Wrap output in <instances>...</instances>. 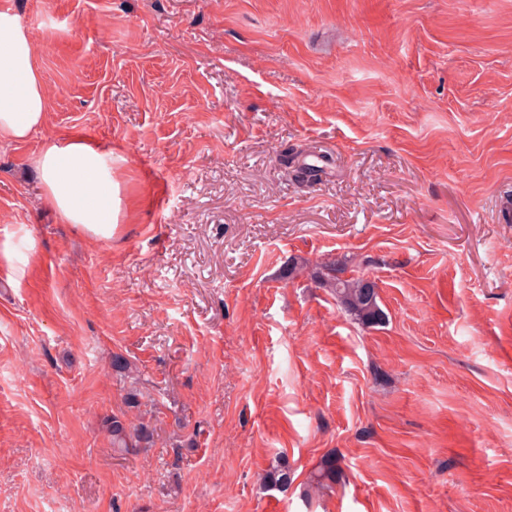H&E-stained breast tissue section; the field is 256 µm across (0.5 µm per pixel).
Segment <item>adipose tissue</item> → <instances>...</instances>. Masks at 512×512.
Segmentation results:
<instances>
[{
	"mask_svg": "<svg viewBox=\"0 0 512 512\" xmlns=\"http://www.w3.org/2000/svg\"><path fill=\"white\" fill-rule=\"evenodd\" d=\"M37 46L17 15L0 13V139L24 141L47 119ZM60 220L108 239L121 220V187L104 151L83 138L50 141L34 159Z\"/></svg>",
	"mask_w": 512,
	"mask_h": 512,
	"instance_id": "adipose-tissue-1",
	"label": "adipose tissue"
}]
</instances>
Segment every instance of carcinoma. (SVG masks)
Returning a JSON list of instances; mask_svg holds the SVG:
<instances>
[{
    "mask_svg": "<svg viewBox=\"0 0 512 512\" xmlns=\"http://www.w3.org/2000/svg\"><path fill=\"white\" fill-rule=\"evenodd\" d=\"M320 285L328 289L336 298L339 306L354 320L365 327H375L386 322L387 314L380 305L377 284L370 282L364 275H347L346 263L340 260L325 262L313 272ZM114 452L128 455L136 452L141 444L149 442L151 435L134 418L114 416L109 423ZM338 459L328 456L311 474L310 483L318 490L334 487L339 477ZM268 487L285 489L292 482L288 464L282 460L276 462L263 477Z\"/></svg>",
    "mask_w": 512,
    "mask_h": 512,
    "instance_id": "1",
    "label": "carcinoma"
}]
</instances>
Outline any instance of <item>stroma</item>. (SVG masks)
<instances>
[{"instance_id":"obj_1","label":"stroma","mask_w":512,"mask_h":512,"mask_svg":"<svg viewBox=\"0 0 512 512\" xmlns=\"http://www.w3.org/2000/svg\"><path fill=\"white\" fill-rule=\"evenodd\" d=\"M9 2L47 121L0 142V512H512V0ZM72 135L112 238L44 194ZM105 156L83 138L70 137L45 143L34 163L60 220L109 239L121 220V187ZM346 273V263L334 260L322 263L313 276L359 324L365 327L384 324L388 317L380 305L377 284L368 281L364 275L346 276ZM134 414V413H132ZM136 416L122 419L112 417L109 423V430L112 436V447L115 453L119 455H128L135 453L137 448H141V443H148L151 435L141 424L134 422ZM338 459L328 456L322 460L318 468L311 474L310 483L318 490L332 489L339 477Z\"/></svg>"}]
</instances>
